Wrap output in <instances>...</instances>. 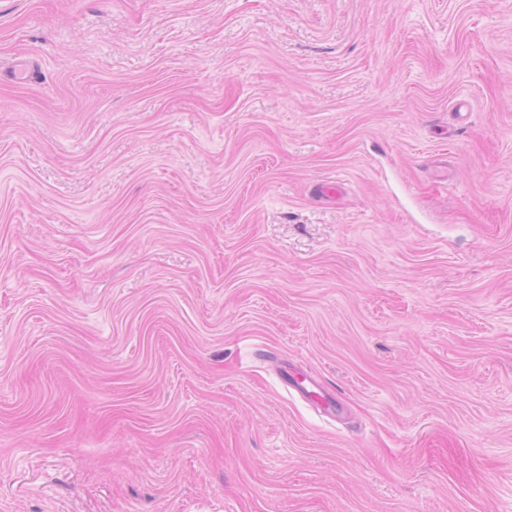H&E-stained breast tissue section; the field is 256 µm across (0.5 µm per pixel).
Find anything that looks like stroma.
Masks as SVG:
<instances>
[{"instance_id": "obj_1", "label": "stroma", "mask_w": 512, "mask_h": 512, "mask_svg": "<svg viewBox=\"0 0 512 512\" xmlns=\"http://www.w3.org/2000/svg\"><path fill=\"white\" fill-rule=\"evenodd\" d=\"M0 512H512V0H0ZM298 374L299 372H288L287 368H282L280 370L279 378L285 387L288 388L289 392L299 394L306 400H309L311 393H316L314 398L319 404L317 409L329 417H336L337 414L343 411L342 402L337 397L334 389L328 388L315 379H300ZM305 382L308 384H305ZM308 386L309 388L312 387L317 389V392L308 389Z\"/></svg>"}]
</instances>
